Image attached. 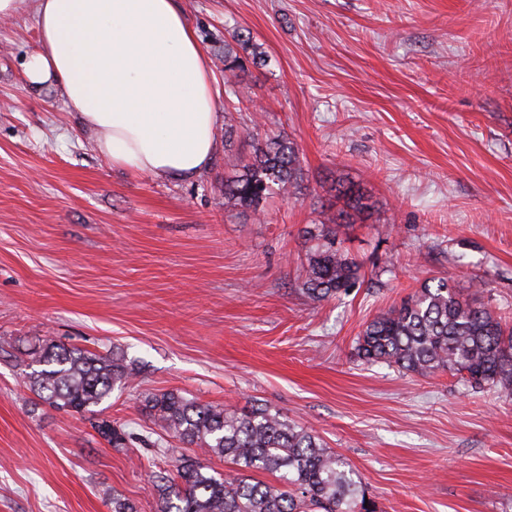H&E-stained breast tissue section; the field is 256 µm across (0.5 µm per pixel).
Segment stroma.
<instances>
[{"instance_id":"stroma-1","label":"stroma","mask_w":512,"mask_h":512,"mask_svg":"<svg viewBox=\"0 0 512 512\" xmlns=\"http://www.w3.org/2000/svg\"><path fill=\"white\" fill-rule=\"evenodd\" d=\"M224 80V42L251 35L248 111L191 180L113 167L51 86L26 83L33 14L0 20V512H157L173 444L145 394L256 403L316 431L378 512H512V399L447 372L365 364L355 341L424 281L483 280L512 318V0H178ZM300 151L293 195L259 216L224 209V177L261 140ZM359 183L375 221L340 237L362 278L314 302L299 283L306 226ZM119 352L139 370L91 413L24 383L48 343ZM107 419L147 437L127 448ZM95 429L112 447L125 448L133 441V434L126 432L122 427L112 425L108 420L95 422Z\"/></svg>"}]
</instances>
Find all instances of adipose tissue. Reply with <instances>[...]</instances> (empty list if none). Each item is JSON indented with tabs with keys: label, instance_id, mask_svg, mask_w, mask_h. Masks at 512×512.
Wrapping results in <instances>:
<instances>
[{
	"label": "adipose tissue",
	"instance_id": "adipose-tissue-1",
	"mask_svg": "<svg viewBox=\"0 0 512 512\" xmlns=\"http://www.w3.org/2000/svg\"><path fill=\"white\" fill-rule=\"evenodd\" d=\"M30 11L27 83L57 88L113 166L187 180L210 165L213 73L176 0H0V19Z\"/></svg>",
	"mask_w": 512,
	"mask_h": 512
}]
</instances>
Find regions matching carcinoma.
Wrapping results in <instances>:
<instances>
[{"label":"carcinoma","mask_w":512,"mask_h":512,"mask_svg":"<svg viewBox=\"0 0 512 512\" xmlns=\"http://www.w3.org/2000/svg\"><path fill=\"white\" fill-rule=\"evenodd\" d=\"M262 57L243 32L224 41L226 72L242 71L246 60ZM298 178L300 157L293 142L280 136L258 142L249 160L224 179V208L257 216L267 199L297 189ZM334 190L342 206L305 230L310 246L301 290L317 302L341 298L359 279V265L337 246L338 233L373 209L369 195L353 181L338 179ZM356 350L369 364L420 376L447 371L474 389L489 386L512 396V325L464 299L446 277L428 280L369 321ZM27 367V381L42 401L76 413L90 411L137 376L121 356L54 343L30 352ZM144 409L180 443L234 465L225 475L212 474L180 449H166L178 465L152 475L158 512H377L349 463L319 435L278 411L213 406L177 392L145 396ZM95 429L114 448L133 440V434L108 420L96 422ZM254 472L277 473L280 484L257 480Z\"/></svg>","instance_id":"1"}]
</instances>
